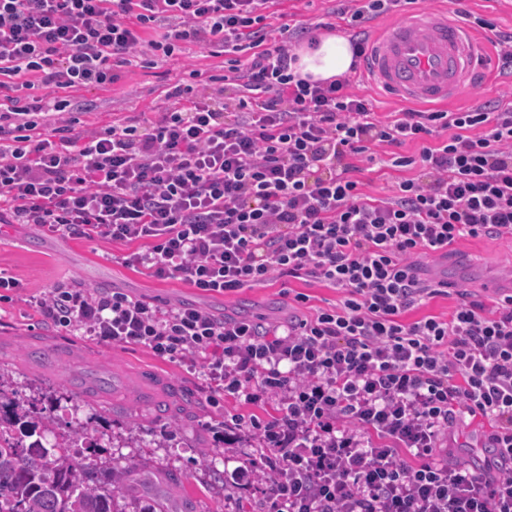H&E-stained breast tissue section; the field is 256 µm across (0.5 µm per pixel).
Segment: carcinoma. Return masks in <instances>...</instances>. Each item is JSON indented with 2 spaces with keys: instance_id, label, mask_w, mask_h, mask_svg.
<instances>
[{
  "instance_id": "cac0c4a2",
  "label": "carcinoma",
  "mask_w": 512,
  "mask_h": 512,
  "mask_svg": "<svg viewBox=\"0 0 512 512\" xmlns=\"http://www.w3.org/2000/svg\"><path fill=\"white\" fill-rule=\"evenodd\" d=\"M6 424L21 437L0 443V512H124L117 507L126 498L124 480L103 465L90 471L91 464L69 452L95 447V429L87 423L64 429L48 450L41 433L55 429L54 415L17 398L13 378L2 372L0 428Z\"/></svg>"
}]
</instances>
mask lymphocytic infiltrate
<instances>
[{
    "label": "lymphocytic infiltrate",
    "instance_id": "1",
    "mask_svg": "<svg viewBox=\"0 0 512 512\" xmlns=\"http://www.w3.org/2000/svg\"><path fill=\"white\" fill-rule=\"evenodd\" d=\"M409 2L336 0L354 59L362 25ZM274 3L0 0V223L131 245L124 265L205 293L312 279L341 303L268 326L65 284L34 305L54 328L274 402L269 419L226 425L256 440L235 477L263 478L262 512H512V295L461 289L449 318L414 315L448 293L421 256L512 238V107L379 117L349 78L296 73L297 30L270 39ZM184 43L227 54L222 92L178 61ZM143 57L169 65L163 112L76 129L73 93ZM41 86L62 116L44 131ZM408 141L417 154L398 153ZM384 145L386 167L414 175L375 197L359 162ZM469 417L491 427L480 467L452 450Z\"/></svg>",
    "mask_w": 512,
    "mask_h": 512
}]
</instances>
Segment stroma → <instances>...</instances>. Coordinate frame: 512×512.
<instances>
[{
  "label": "stroma",
  "instance_id": "35a3bbf8",
  "mask_svg": "<svg viewBox=\"0 0 512 512\" xmlns=\"http://www.w3.org/2000/svg\"><path fill=\"white\" fill-rule=\"evenodd\" d=\"M416 7L446 13L452 19L462 9L490 20L493 30L512 31V0H418ZM331 8L330 0H280L277 6L278 12L295 14L307 27L329 22L334 32L347 34L346 21L333 15ZM493 30L481 28L477 34L487 41ZM165 69V64L140 60L121 67V78L112 88L78 92L74 115L81 127L103 128L139 112L161 111ZM486 101L512 104V79L495 69L477 75L460 98L448 101L445 108L455 112ZM129 250V245L107 239L60 238L31 224L0 223V270L22 285L11 300L0 302V369L12 372L19 397L43 407L49 396L60 397L61 410H74L81 422L97 428L102 438L95 461L109 462L119 471L134 465L155 476L150 497L170 494L189 500L195 512H241L246 505L258 507L260 487L230 481L240 458L253 452L249 442L240 441L236 457L228 458L223 443L214 437L219 422L252 414V406L231 398L210 403L201 376L140 346H108L78 335L54 364L34 363L29 357L31 343L53 335L54 330L41 323L32 301L65 282L113 289L172 306L189 304L218 317L275 323L286 321L292 312L287 290L306 293L311 305L322 307L339 303L340 293L320 282L293 280L285 285L277 280L225 296L207 294L183 281L162 282L143 269L117 263V256ZM448 252L464 254L466 262L478 270L477 275L458 278L457 287L493 303L486 285L512 273V241L463 238ZM145 369L185 388L189 402L183 410L143 422L146 406L140 398L138 376Z\"/></svg>",
  "mask_w": 512,
  "mask_h": 512
}]
</instances>
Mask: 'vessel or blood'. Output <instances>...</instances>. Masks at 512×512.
Here are the masks:
<instances>
[{"instance_id": "1", "label": "vessel or blood", "mask_w": 512, "mask_h": 512, "mask_svg": "<svg viewBox=\"0 0 512 512\" xmlns=\"http://www.w3.org/2000/svg\"><path fill=\"white\" fill-rule=\"evenodd\" d=\"M485 63L484 45L467 25L416 9L378 31L361 58L378 87L426 105L459 96Z\"/></svg>"}]
</instances>
